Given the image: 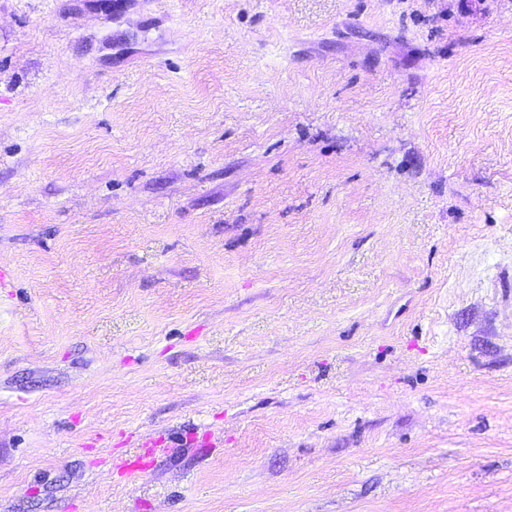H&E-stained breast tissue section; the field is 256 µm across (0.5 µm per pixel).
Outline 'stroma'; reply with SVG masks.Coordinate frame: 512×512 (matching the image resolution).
Here are the masks:
<instances>
[{
  "label": "stroma",
  "instance_id": "35a3bbf8",
  "mask_svg": "<svg viewBox=\"0 0 512 512\" xmlns=\"http://www.w3.org/2000/svg\"><path fill=\"white\" fill-rule=\"evenodd\" d=\"M0 268V512H512V0H0ZM144 451L125 459L121 464L124 474L129 477H140L147 473L153 465L154 456L165 454L169 451L162 441H149L142 445Z\"/></svg>",
  "mask_w": 512,
  "mask_h": 512
}]
</instances>
